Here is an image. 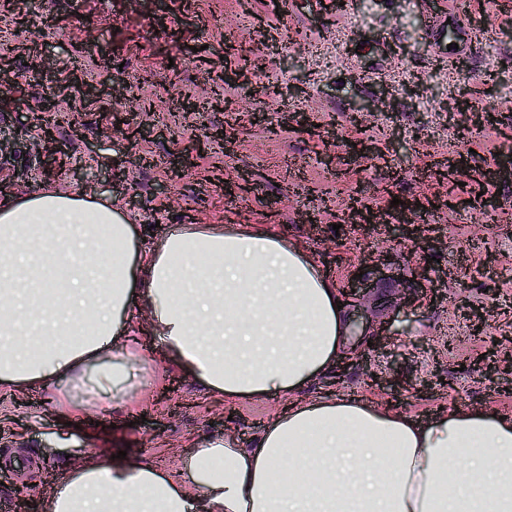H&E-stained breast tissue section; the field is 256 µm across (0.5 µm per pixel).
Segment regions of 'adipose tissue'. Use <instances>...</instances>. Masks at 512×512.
Here are the masks:
<instances>
[{
    "mask_svg": "<svg viewBox=\"0 0 512 512\" xmlns=\"http://www.w3.org/2000/svg\"><path fill=\"white\" fill-rule=\"evenodd\" d=\"M335 282L275 232L184 224L142 250L105 198H0V386L79 380L133 404L114 358L135 308L180 369L225 398L300 390L336 362ZM512 512V421L457 410L416 424L351 397L277 414L254 447L203 444L188 474L102 455L61 472L51 512Z\"/></svg>",
    "mask_w": 512,
    "mask_h": 512,
    "instance_id": "adipose-tissue-1",
    "label": "adipose tissue"
}]
</instances>
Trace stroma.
Returning <instances> with one entry per match:
<instances>
[{"label":"stroma","mask_w":512,"mask_h":512,"mask_svg":"<svg viewBox=\"0 0 512 512\" xmlns=\"http://www.w3.org/2000/svg\"><path fill=\"white\" fill-rule=\"evenodd\" d=\"M26 21L0 16V57L10 59L0 78V189L5 194L62 191L106 196L126 213L138 239L163 237L182 224L252 225L279 231L345 288L350 270L366 266L373 249L388 248L392 267L370 274L368 288L350 297L351 319L365 329L387 327L389 352L364 362L367 339L346 335L339 352L350 364L344 377L327 371L293 399L350 396L391 405L414 422L428 424L455 407L512 419V384L490 371L495 349L512 348V41L496 39L492 51L469 56L463 69L437 70L445 52L431 26L432 0H349L340 16H328L318 0H287L272 13L269 0H12ZM275 30L276 48L256 35ZM233 46L251 82L224 83L222 55ZM333 47L319 59L317 46ZM425 78L422 97L382 98L409 75ZM494 76L493 124L454 134L464 116L448 120L435 108L448 90H467ZM294 83L290 97L257 93L267 83ZM236 109L223 112L216 101ZM381 100L362 125L348 116L356 103ZM61 160L56 177L42 172L29 118L45 101ZM132 113L136 124L110 132L113 115ZM263 113L254 122L253 113ZM220 127V142L202 133ZM364 134L400 142L350 165L339 164L345 142ZM141 154L145 163L133 162ZM181 154L193 166L169 178ZM463 160L460 178L434 175L447 158ZM247 174L250 189L229 197L210 177ZM396 220L392 199L420 201L414 224L436 239L420 251L437 300L421 297L403 307L401 295L416 289L403 246L380 235L364 238L341 216L352 195ZM496 196L497 208L483 196ZM464 204L448 206V199ZM463 266L460 281L443 273ZM486 310L484 334L471 332L458 301ZM130 335L143 345L138 362L146 395L136 405L107 408L86 399L76 385L53 389L0 388V498L26 485L35 512H50L52 471L80 466L100 453H125L175 474L197 446L229 436L253 447L268 419L286 404L271 395L225 405L192 376L165 360L167 345L147 313L133 312ZM395 371L411 388L390 396L370 388L366 368ZM431 379V390L416 384ZM83 400L70 415L58 411L63 396Z\"/></svg>","instance_id":"1"}]
</instances>
